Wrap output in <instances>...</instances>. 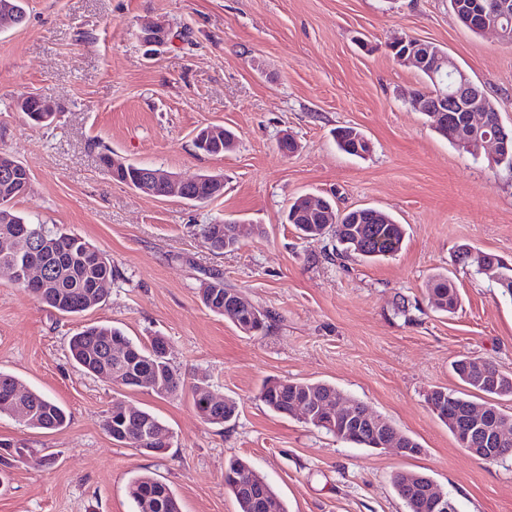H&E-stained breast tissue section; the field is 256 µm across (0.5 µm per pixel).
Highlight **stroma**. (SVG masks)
I'll use <instances>...</instances> for the list:
<instances>
[{
	"mask_svg": "<svg viewBox=\"0 0 512 512\" xmlns=\"http://www.w3.org/2000/svg\"><path fill=\"white\" fill-rule=\"evenodd\" d=\"M23 26L0 30V151L31 174L14 212L77 234L118 275L103 304L64 316L0 273V370L64 406L59 430L0 414V512H134L127 485L149 473L182 512H237L224 488L230 459H246L288 512H406L392 478L429 475L457 512H512V459L490 464L460 448L429 409L436 387L458 388L453 362L489 360L512 375V300L460 246L512 262V168L471 156L410 104L425 81L397 65L388 43L410 36L445 48L484 88L512 129V44L464 28L448 0H25ZM175 37L147 53L141 20ZM39 94L60 107L33 124L16 103ZM209 125L232 129L233 151L193 144ZM370 140L364 157L340 152L336 128ZM292 134L299 148L281 153ZM161 167L181 178L224 176L206 204L156 199L113 180L99 156ZM301 195L340 209L369 206L404 224L393 257L336 258L331 237L299 238L286 215ZM248 225L236 250L210 251L199 229ZM272 315L265 334L212 313L199 290L209 274ZM448 277L460 305L434 311L426 285ZM108 323L134 341L166 336L187 383L237 401L218 427L192 393L161 399L85 373L67 339ZM326 382L366 404L423 448L415 456L361 448L269 410L265 379ZM154 412L169 428L160 454L112 440L113 402ZM46 458L38 466L37 458Z\"/></svg>",
	"mask_w": 512,
	"mask_h": 512,
	"instance_id": "35a3bbf8",
	"label": "stroma"
}]
</instances>
